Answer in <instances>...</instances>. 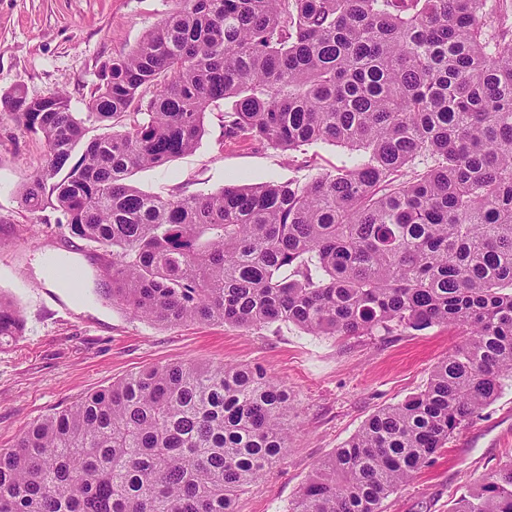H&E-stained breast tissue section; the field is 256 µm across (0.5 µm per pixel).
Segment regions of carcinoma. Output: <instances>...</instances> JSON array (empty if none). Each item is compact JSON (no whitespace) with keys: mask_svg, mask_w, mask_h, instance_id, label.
<instances>
[{"mask_svg":"<svg viewBox=\"0 0 512 512\" xmlns=\"http://www.w3.org/2000/svg\"><path fill=\"white\" fill-rule=\"evenodd\" d=\"M512 0H177L102 66L86 138L67 96L0 99L44 140L26 207L112 253V298L159 324L345 340L463 330L371 415L290 512H383L512 383ZM224 134L351 156L316 176L164 198L129 183ZM0 296V345L19 335ZM288 388L249 365L156 364L0 449V512H236L288 448ZM452 512H512V457Z\"/></svg>","mask_w":512,"mask_h":512,"instance_id":"1","label":"carcinoma"}]
</instances>
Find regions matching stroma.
Instances as JSON below:
<instances>
[{
	"label": "stroma",
	"mask_w": 512,
	"mask_h": 512,
	"mask_svg": "<svg viewBox=\"0 0 512 512\" xmlns=\"http://www.w3.org/2000/svg\"><path fill=\"white\" fill-rule=\"evenodd\" d=\"M174 7V0H0V96L18 86L32 97L59 91L71 112L87 119L102 64L128 53ZM45 151L42 139L0 115V292L23 320L21 336L0 346V448L11 447L33 421L151 364L259 365L287 386L295 416L285 455L239 496L236 510L289 512L314 464L377 410L422 389L461 340L460 329L445 325L340 341L292 325L246 331L216 321L170 326L138 319L113 301L102 251L69 236L61 211L32 212L22 203V187ZM348 156L332 144L288 153L225 136L224 106L217 103L192 151L136 169L129 181L149 194L185 197L328 172ZM50 251L83 260L82 307L69 304V289L46 287L35 276ZM509 410L512 387L466 428L474 444L464 462L438 456L387 498L384 512H450L512 455V441H497L493 432Z\"/></svg>",
	"instance_id": "35a3bbf8"
}]
</instances>
